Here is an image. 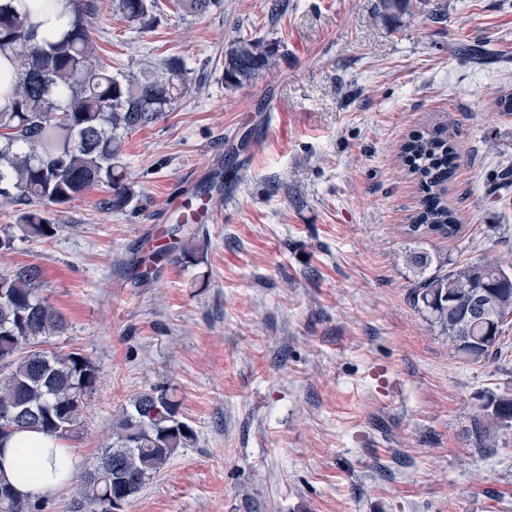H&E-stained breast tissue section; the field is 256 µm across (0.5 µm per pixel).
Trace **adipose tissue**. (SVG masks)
Returning <instances> with one entry per match:
<instances>
[{
    "mask_svg": "<svg viewBox=\"0 0 512 512\" xmlns=\"http://www.w3.org/2000/svg\"><path fill=\"white\" fill-rule=\"evenodd\" d=\"M77 463L72 449L36 431L16 433L0 448V475L30 499L65 484Z\"/></svg>",
    "mask_w": 512,
    "mask_h": 512,
    "instance_id": "1",
    "label": "adipose tissue"
}]
</instances>
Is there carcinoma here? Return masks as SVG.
Segmentation results:
<instances>
[{"instance_id":"1","label":"carcinoma","mask_w":512,"mask_h":512,"mask_svg":"<svg viewBox=\"0 0 512 512\" xmlns=\"http://www.w3.org/2000/svg\"><path fill=\"white\" fill-rule=\"evenodd\" d=\"M185 15L221 8L222 0H115L122 17L141 29L151 27L166 6ZM411 0H379L378 16L396 20ZM95 0H74L60 34L32 43L37 29L29 11L0 0V52L18 62V82L8 104L0 107V206H21L18 222L29 238H50L57 228L39 209L62 206L100 185L111 189L101 202L106 211L124 209L130 199L121 156L123 134L162 119L186 93L185 69L175 59L112 73L93 55L89 18ZM279 45L241 36L224 51L223 79L240 86L269 69ZM440 124L409 138L400 147L407 172L418 182L419 207L406 225L413 237L459 235L455 212L445 199L462 152ZM195 234L178 222L170 249L137 261L141 269L178 250L195 258ZM408 262L423 275L445 260L414 252ZM36 266L0 270V444L22 430L58 439L77 425L85 397L95 389L99 369L80 352L49 355L37 348L68 329L65 317L39 293ZM432 320L448 335L456 356L471 364L500 358L512 328V271L502 263H466L423 279L414 289ZM480 413L472 436L480 448L512 430V395L487 389L478 396ZM195 430L179 418V403L164 389L136 394L112 422L111 442L78 476V508L119 512L148 484L180 448L189 447ZM0 478V512H42Z\"/></svg>"}]
</instances>
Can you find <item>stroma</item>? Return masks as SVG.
I'll use <instances>...</instances> for the list:
<instances>
[{"label": "stroma", "mask_w": 512, "mask_h": 512, "mask_svg": "<svg viewBox=\"0 0 512 512\" xmlns=\"http://www.w3.org/2000/svg\"><path fill=\"white\" fill-rule=\"evenodd\" d=\"M224 0L154 29L96 0L92 36L112 72L183 61L189 91L125 138L129 206L109 189L44 207L51 238L16 240L4 267L38 266L69 328L44 343L99 367L64 443L79 468L145 389L173 390L196 431L125 512H512V436L478 449L485 389H512V353L478 364L415 306L425 251L453 265L512 256V0ZM280 42L276 65L222 79L237 35ZM489 57L475 62L469 47ZM447 123L463 161L447 199L457 238L404 232L420 198L399 146ZM231 208L196 227L194 260L141 281L142 230L188 182Z\"/></svg>", "instance_id": "stroma-1"}]
</instances>
